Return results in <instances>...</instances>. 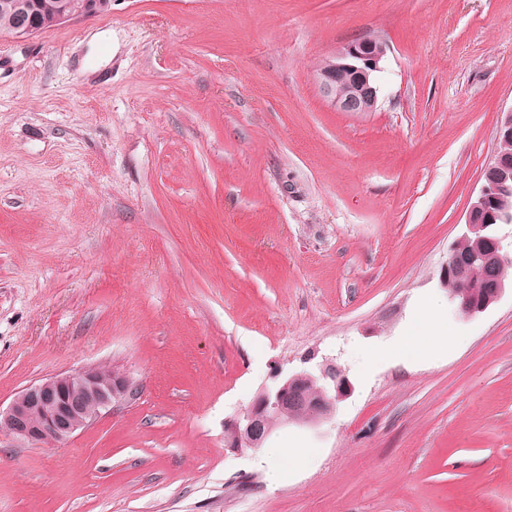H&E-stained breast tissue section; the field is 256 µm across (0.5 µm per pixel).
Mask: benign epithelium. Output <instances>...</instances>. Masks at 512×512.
Instances as JSON below:
<instances>
[{
  "instance_id": "benign-epithelium-1",
  "label": "benign epithelium",
  "mask_w": 512,
  "mask_h": 512,
  "mask_svg": "<svg viewBox=\"0 0 512 512\" xmlns=\"http://www.w3.org/2000/svg\"><path fill=\"white\" fill-rule=\"evenodd\" d=\"M37 9L30 0H11V34L33 36L80 17L108 13L112 0H85L80 13L62 9L45 20L37 17ZM385 55L386 44L375 37L344 44L317 69L315 83L321 95L340 112L375 110L380 92L377 73L381 72ZM479 182V190L469 202L461 236L473 247L468 261L492 268L508 266L512 264V251L504 248L498 228L512 226V212L499 204L512 195V156L495 152L481 171ZM466 262L458 257L454 247L441 268V286L453 300L458 296ZM505 291L504 283L496 281L459 302V310L467 317L479 315ZM352 390L348 378L331 364L316 370L279 372L273 383L262 388L244 410L224 421V446L236 450L258 448L275 423L317 424L328 418L337 401ZM136 395L128 377L114 370L87 367L59 374L27 386L6 409H0V432L20 443L53 445L90 425L103 410Z\"/></svg>"
}]
</instances>
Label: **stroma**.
I'll list each match as a JSON object with an SVG mask.
<instances>
[{
  "label": "stroma",
  "mask_w": 512,
  "mask_h": 512,
  "mask_svg": "<svg viewBox=\"0 0 512 512\" xmlns=\"http://www.w3.org/2000/svg\"><path fill=\"white\" fill-rule=\"evenodd\" d=\"M363 36L378 106L340 112L314 73ZM511 110L512 0H113L0 35V404L138 388L66 443L0 435V512H512V294L468 318L439 282ZM428 305L451 344L376 358ZM308 359L353 385L332 417L225 448Z\"/></svg>",
  "instance_id": "stroma-1"
}]
</instances>
